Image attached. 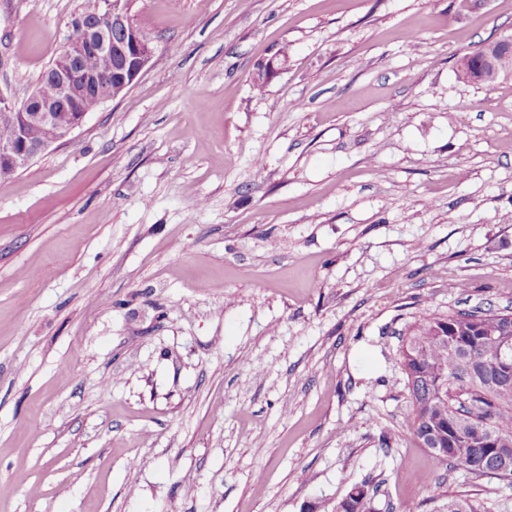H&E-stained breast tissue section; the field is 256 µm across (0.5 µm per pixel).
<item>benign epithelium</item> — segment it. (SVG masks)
Masks as SVG:
<instances>
[{"label": "benign epithelium", "instance_id": "obj_1", "mask_svg": "<svg viewBox=\"0 0 512 512\" xmlns=\"http://www.w3.org/2000/svg\"><path fill=\"white\" fill-rule=\"evenodd\" d=\"M131 4L132 0H99L94 16L79 13L73 17V33L53 64V100H45L39 86L19 103L0 93V123L15 130L13 138L0 143L1 181L27 168L51 144L68 139L80 128L88 115L83 107L85 99L95 96L101 103L111 99L112 88L131 86L148 66L154 47L133 23ZM88 51L111 58L110 69H80L77 61ZM458 72L483 84L494 83L498 71L493 49L463 55ZM35 123L52 126L54 137L38 143L29 141L25 131Z\"/></svg>", "mask_w": 512, "mask_h": 512}]
</instances>
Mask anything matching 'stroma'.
<instances>
[{"label": "stroma", "mask_w": 512, "mask_h": 512, "mask_svg": "<svg viewBox=\"0 0 512 512\" xmlns=\"http://www.w3.org/2000/svg\"><path fill=\"white\" fill-rule=\"evenodd\" d=\"M85 0H0L19 101ZM155 51L0 181V512H512L414 438L400 332L512 311V0H134ZM264 91L253 76L280 47ZM494 45L481 53H468L458 61V72L469 75L473 80L483 84H493L498 78L497 67L494 62ZM370 496L365 485H355L334 508L335 512H369Z\"/></svg>", "instance_id": "1"}]
</instances>
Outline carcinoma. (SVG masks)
Returning <instances> with one entry per match:
<instances>
[{
    "mask_svg": "<svg viewBox=\"0 0 512 512\" xmlns=\"http://www.w3.org/2000/svg\"><path fill=\"white\" fill-rule=\"evenodd\" d=\"M498 323L512 337L508 313L457 311L422 315L406 328L400 363L410 396L411 425L421 445L439 442L448 455H432L483 476L512 481V384L496 381L501 358L512 350L484 338L483 327ZM365 485H355L334 512H369ZM448 512H483L474 501L456 497Z\"/></svg>",
    "mask_w": 512,
    "mask_h": 512,
    "instance_id": "cac0c4a2",
    "label": "carcinoma"
}]
</instances>
